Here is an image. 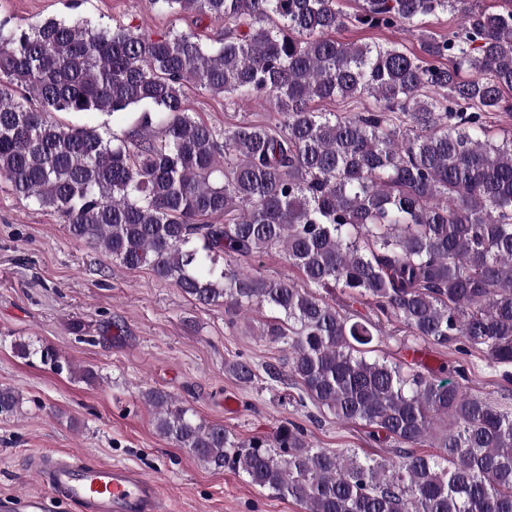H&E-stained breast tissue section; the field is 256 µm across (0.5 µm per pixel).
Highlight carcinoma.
Listing matches in <instances>:
<instances>
[{
	"label": "carcinoma",
	"instance_id": "carcinoma-1",
	"mask_svg": "<svg viewBox=\"0 0 512 512\" xmlns=\"http://www.w3.org/2000/svg\"><path fill=\"white\" fill-rule=\"evenodd\" d=\"M224 27L210 45L186 32L47 19L0 23V178L56 215L70 236L194 300L273 312L259 333L288 350L299 405L360 422L392 455L315 448L288 421L271 440L239 441L196 419L173 393H142L157 432L197 462L229 469L304 512H512V414L468 394L442 366L372 357L380 324L347 315L318 289L404 324L434 346L485 354L512 380V134L487 137L484 112L512 90V0H364L362 25L417 28L458 12L452 38L424 37L433 65L398 45L359 46L333 34L340 0H151ZM29 93V106L6 91ZM270 107L267 124L216 129L187 112L185 88ZM372 99L362 112L317 101ZM139 107L133 129L104 138L56 117L115 116ZM285 255L303 284L244 260ZM55 372L81 369L50 347L20 341ZM230 371L254 377L239 359ZM21 395L0 386V416ZM430 443L434 452L419 451Z\"/></svg>",
	"mask_w": 512,
	"mask_h": 512
}]
</instances>
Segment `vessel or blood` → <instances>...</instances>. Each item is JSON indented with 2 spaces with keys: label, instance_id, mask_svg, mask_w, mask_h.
<instances>
[{
  "label": "vessel or blood",
  "instance_id": "obj_1",
  "mask_svg": "<svg viewBox=\"0 0 512 512\" xmlns=\"http://www.w3.org/2000/svg\"><path fill=\"white\" fill-rule=\"evenodd\" d=\"M34 469L41 484L82 503L87 512H167L157 482L126 465L43 456ZM0 512H51V502L38 492L2 494Z\"/></svg>",
  "mask_w": 512,
  "mask_h": 512
}]
</instances>
